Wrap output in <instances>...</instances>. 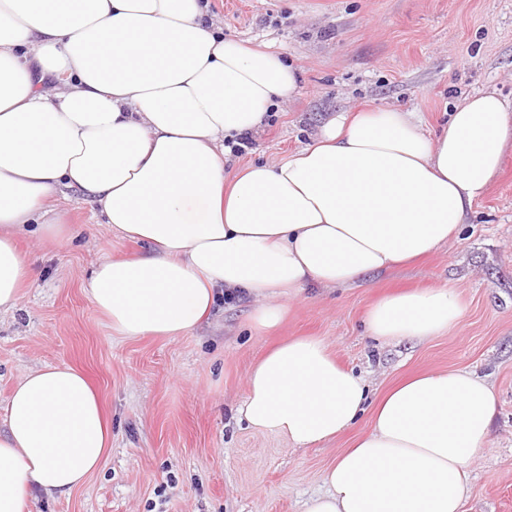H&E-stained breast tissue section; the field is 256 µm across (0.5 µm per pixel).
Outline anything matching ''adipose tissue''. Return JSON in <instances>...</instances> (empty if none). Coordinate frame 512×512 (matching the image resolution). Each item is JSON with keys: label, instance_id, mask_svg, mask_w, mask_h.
<instances>
[{"label": "adipose tissue", "instance_id": "adipose-tissue-1", "mask_svg": "<svg viewBox=\"0 0 512 512\" xmlns=\"http://www.w3.org/2000/svg\"><path fill=\"white\" fill-rule=\"evenodd\" d=\"M297 90L293 66L225 38L204 0H0V314L39 275L18 237L66 239V225L32 222L62 188H79L112 232L147 248L91 272L88 294L113 332L174 338L220 289L262 299L254 322L271 328L279 298L437 252L512 142V103L484 90L433 138L410 110L342 112L286 160L225 174V142ZM461 313L445 286L384 296L365 323L378 339H426ZM496 411L491 385L465 369L419 373L371 400L365 378L315 336L269 350L239 407L253 428L301 448L367 421L305 512H461ZM111 446L80 372L31 369L0 420V512H24L37 490L70 495Z\"/></svg>", "mask_w": 512, "mask_h": 512}]
</instances>
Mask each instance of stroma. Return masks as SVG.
<instances>
[{
	"instance_id": "1",
	"label": "stroma",
	"mask_w": 512,
	"mask_h": 512,
	"mask_svg": "<svg viewBox=\"0 0 512 512\" xmlns=\"http://www.w3.org/2000/svg\"><path fill=\"white\" fill-rule=\"evenodd\" d=\"M225 37L267 44L298 68L299 89L253 136L249 163L280 162L339 112L400 106L437 133L453 104L486 89L512 100V0H208ZM43 224L68 225L70 241L23 238L41 273L18 307L0 315V412L30 369L69 365L97 391L112 424L100 470L65 497L34 494L26 512H304L322 492L343 434L296 448L240 420L254 362L278 341L319 336L366 379L372 396L419 372L465 368L498 401L489 442L470 465L464 512H512V144L462 234L413 264L346 287H313L287 301L269 331L255 327L253 297L217 301L174 339L113 335L85 288L106 257L141 253L116 236L76 188L50 199ZM450 285L458 326L424 340L376 341L364 323L381 295Z\"/></svg>"
}]
</instances>
